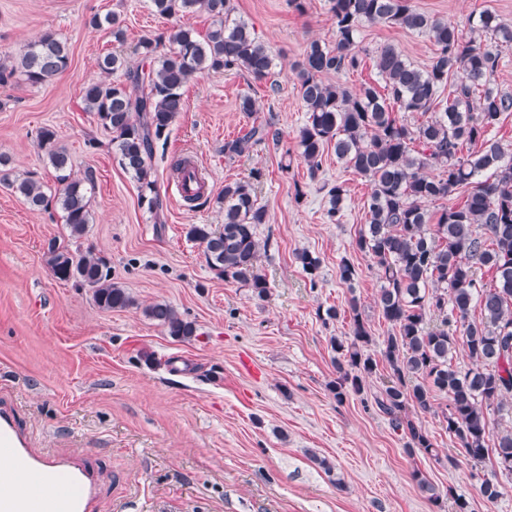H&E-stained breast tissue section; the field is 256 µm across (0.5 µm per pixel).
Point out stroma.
<instances>
[{"label": "stroma", "instance_id": "obj_1", "mask_svg": "<svg viewBox=\"0 0 512 512\" xmlns=\"http://www.w3.org/2000/svg\"><path fill=\"white\" fill-rule=\"evenodd\" d=\"M422 11L470 36V15L484 10L512 23V0H413ZM269 47L272 83L246 85L232 73L198 76L185 89L186 109L170 127L153 167L167 206L161 215L139 201L136 180L119 164L112 135L86 112L85 83L99 77V56L123 55L141 63L140 39L178 25L205 33L204 15H155L149 0H0V63L51 30L66 38L71 60L51 82L32 86L21 77L0 84V155L16 173H30L55 188L54 169L37 144L45 127L70 155L73 176L93 171L94 222L80 241L112 270L136 301L103 311L88 288L56 280L45 258L49 240H66L56 207L34 212L0 185V408L10 410L36 448L86 461L95 474L94 512H433L412 480L422 471L439 489L455 488L472 512H512V478L500 477L497 501L484 499L470 464L459 467L421 452L407 453L401 432L374 404L379 377L361 395L337 402L331 337L350 332L349 296L365 310L380 358L390 327L375 308L376 267L352 249L366 222L367 181L325 151L317 174L296 157V135L306 120L294 67L311 41L333 42L328 0H231ZM117 14L123 41L87 24L93 15ZM368 51L361 67L326 76L349 90L379 84L373 50L394 45L418 67L430 64L428 36L396 25L364 27ZM250 95L255 116L239 109ZM272 121L279 141H263L230 156L227 141L253 121ZM295 158L289 172L285 152ZM193 156L211 184L206 198L178 195L171 166ZM253 184L268 211L257 236L266 242L257 267L269 288L255 296L242 283L216 274L187 225L221 230L216 202L226 183ZM344 183L341 223H329L326 185ZM320 260L308 278L296 259ZM357 270L353 285L338 278L341 259ZM165 301L197 325L179 341L148 318L146 306ZM337 307L325 322L317 311ZM331 470H324L320 459Z\"/></svg>", "mask_w": 512, "mask_h": 512}]
</instances>
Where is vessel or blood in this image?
<instances>
[{
	"label": "vessel or blood",
	"mask_w": 512,
	"mask_h": 512,
	"mask_svg": "<svg viewBox=\"0 0 512 512\" xmlns=\"http://www.w3.org/2000/svg\"><path fill=\"white\" fill-rule=\"evenodd\" d=\"M33 480L23 494L14 488L16 474ZM56 492L44 496L42 486ZM97 486L92 470L81 460L34 452L9 412H0V512H90Z\"/></svg>",
	"instance_id": "obj_1"
}]
</instances>
